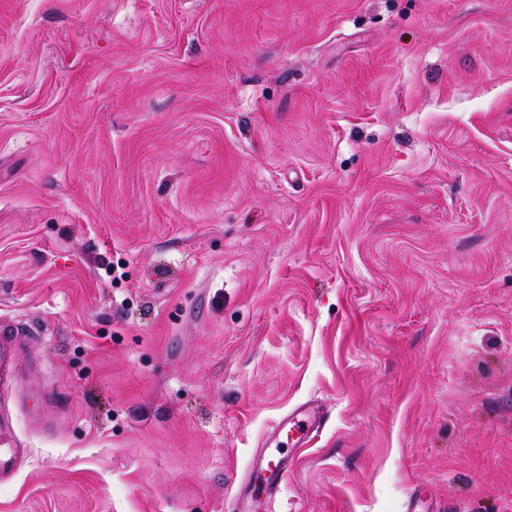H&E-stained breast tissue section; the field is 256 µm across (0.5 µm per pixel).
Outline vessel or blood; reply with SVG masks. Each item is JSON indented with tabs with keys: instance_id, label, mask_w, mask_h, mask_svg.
<instances>
[{
	"instance_id": "vessel-or-blood-1",
	"label": "vessel or blood",
	"mask_w": 512,
	"mask_h": 512,
	"mask_svg": "<svg viewBox=\"0 0 512 512\" xmlns=\"http://www.w3.org/2000/svg\"><path fill=\"white\" fill-rule=\"evenodd\" d=\"M29 339L28 329L12 322L0 323V400L11 392L18 375L17 355ZM317 408L301 405L284 416L269 436L275 450L261 454L243 479L232 512H264L288 474L289 456L283 448H307L321 426ZM25 454L14 442L7 419H0V482L10 477Z\"/></svg>"
}]
</instances>
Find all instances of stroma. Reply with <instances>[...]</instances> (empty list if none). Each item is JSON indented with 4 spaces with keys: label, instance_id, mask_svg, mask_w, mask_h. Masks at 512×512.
I'll return each instance as SVG.
<instances>
[{
    "label": "stroma",
    "instance_id": "stroma-1",
    "mask_svg": "<svg viewBox=\"0 0 512 512\" xmlns=\"http://www.w3.org/2000/svg\"><path fill=\"white\" fill-rule=\"evenodd\" d=\"M3 318L0 512H512V0H0ZM29 334L30 330L19 324L0 323V400L12 392L18 375L17 355L30 339ZM321 421L322 416L316 407L298 406L278 422L265 445L268 448H298L300 452L314 439ZM26 448H18L8 420L0 419V482L10 477L17 461L26 454ZM290 456L278 451L261 454L241 482L232 504V512H261L275 496L288 475Z\"/></svg>",
    "mask_w": 512,
    "mask_h": 512
}]
</instances>
